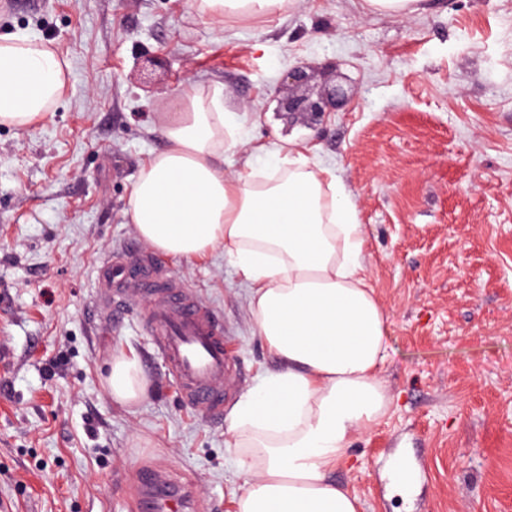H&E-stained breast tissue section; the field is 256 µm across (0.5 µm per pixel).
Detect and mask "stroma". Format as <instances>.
Listing matches in <instances>:
<instances>
[{"label":"stroma","mask_w":512,"mask_h":512,"mask_svg":"<svg viewBox=\"0 0 512 512\" xmlns=\"http://www.w3.org/2000/svg\"><path fill=\"white\" fill-rule=\"evenodd\" d=\"M71 66L56 108L0 126V512H137L138 476L186 487L191 512H236L229 423L188 405L141 303L107 325L98 271L138 235L129 198L167 141L162 116L195 86L242 124L224 170L277 145L334 169L369 243L389 317L388 414L337 469L361 512H512V0H422L393 16L365 0H285L218 25L189 0H0V35ZM330 64L354 96L316 125L277 112L297 63ZM224 324L226 408L279 362L254 331L223 249L156 253ZM135 356L149 389L115 404L102 377ZM408 454L413 495L384 475Z\"/></svg>","instance_id":"obj_1"}]
</instances>
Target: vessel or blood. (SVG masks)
I'll return each mask as SVG.
<instances>
[{
    "label": "vessel or blood",
    "instance_id": "1",
    "mask_svg": "<svg viewBox=\"0 0 512 512\" xmlns=\"http://www.w3.org/2000/svg\"><path fill=\"white\" fill-rule=\"evenodd\" d=\"M120 286L124 297L144 299L145 323L188 403L211 412L224 404L227 358L224 326L174 277L159 274L146 253L129 246L122 260H110L99 271V286ZM142 512H186L188 505L166 476L141 475Z\"/></svg>",
    "mask_w": 512,
    "mask_h": 512
}]
</instances>
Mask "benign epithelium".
Here are the masks:
<instances>
[{"label":"benign epithelium","instance_id":"benign-epithelium-1","mask_svg":"<svg viewBox=\"0 0 512 512\" xmlns=\"http://www.w3.org/2000/svg\"><path fill=\"white\" fill-rule=\"evenodd\" d=\"M313 77L314 72L307 71L303 66H294L285 72L275 96L278 111L289 120L309 124L348 99L346 78L332 72L326 75L324 84L316 90L311 87Z\"/></svg>","mask_w":512,"mask_h":512}]
</instances>
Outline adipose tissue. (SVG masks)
<instances>
[{
	"label": "adipose tissue",
	"instance_id": "adipose-tissue-1",
	"mask_svg": "<svg viewBox=\"0 0 512 512\" xmlns=\"http://www.w3.org/2000/svg\"><path fill=\"white\" fill-rule=\"evenodd\" d=\"M284 0H191L215 22L269 15ZM67 60L27 36H0V125L35 127L66 89ZM169 143L143 167L130 198L140 238L191 258L223 247L248 290L254 329L277 356L229 413L228 448L244 479L237 512H359L332 474L352 438L392 396L381 375L388 318L367 283L366 227L330 169L266 150L260 180L224 172L241 125L218 97L186 93L163 127ZM113 401L138 405L147 383L118 351L105 377Z\"/></svg>",
	"mask_w": 512,
	"mask_h": 512
}]
</instances>
